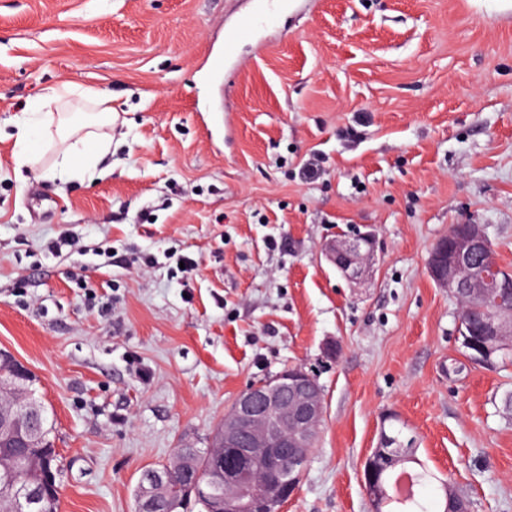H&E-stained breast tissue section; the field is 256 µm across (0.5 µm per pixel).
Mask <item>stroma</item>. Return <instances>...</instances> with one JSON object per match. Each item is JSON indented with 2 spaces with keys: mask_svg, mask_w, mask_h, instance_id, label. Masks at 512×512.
Segmentation results:
<instances>
[{
  "mask_svg": "<svg viewBox=\"0 0 512 512\" xmlns=\"http://www.w3.org/2000/svg\"><path fill=\"white\" fill-rule=\"evenodd\" d=\"M248 8L0 0V126L67 81L115 116L101 178L52 180L56 143L25 162L0 139V349L53 412L58 512H134L145 468L209 447L240 392L292 366L325 417L284 512H371L391 414L470 512H512V366L465 359L427 266L470 223L512 270V6L316 0L238 48L226 97L206 53ZM368 229L352 282L322 247Z\"/></svg>",
  "mask_w": 512,
  "mask_h": 512,
  "instance_id": "obj_1",
  "label": "stroma"
}]
</instances>
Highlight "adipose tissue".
<instances>
[{"instance_id":"adipose-tissue-1","label":"adipose tissue","mask_w":512,"mask_h":512,"mask_svg":"<svg viewBox=\"0 0 512 512\" xmlns=\"http://www.w3.org/2000/svg\"><path fill=\"white\" fill-rule=\"evenodd\" d=\"M77 94L95 104L96 111L93 116L56 118L48 112L41 116L27 112L16 117L14 121L17 129L15 145L23 157L38 156L43 149L48 129L56 128L61 145L54 155L49 173L52 178L63 183L98 175L100 161L112 148V136L109 132L112 108L109 97L90 89L81 90L64 82L53 90L50 99L52 102L62 103Z\"/></svg>"}]
</instances>
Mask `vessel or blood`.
Returning <instances> with one entry per match:
<instances>
[{
  "mask_svg": "<svg viewBox=\"0 0 512 512\" xmlns=\"http://www.w3.org/2000/svg\"><path fill=\"white\" fill-rule=\"evenodd\" d=\"M283 2L284 0H260L254 13L225 23L223 46L210 48L207 54L210 72L214 74L232 72L231 55L235 47L244 42H255L258 30L272 27Z\"/></svg>",
  "mask_w": 512,
  "mask_h": 512,
  "instance_id": "obj_1",
  "label": "vessel or blood"
}]
</instances>
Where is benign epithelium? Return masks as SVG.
Segmentation results:
<instances>
[{"label": "benign epithelium", "instance_id": "benign-epithelium-1", "mask_svg": "<svg viewBox=\"0 0 512 512\" xmlns=\"http://www.w3.org/2000/svg\"><path fill=\"white\" fill-rule=\"evenodd\" d=\"M376 233L372 230L356 237H338L322 248L325 260L349 280L358 279L374 260ZM428 269L434 282L448 289L458 303L483 302L496 296V304L475 324L458 322L457 342L465 358L483 368L498 366V353L512 348V271L506 269L480 224H455L448 237L431 250ZM30 417L37 406L19 392L0 385V407ZM325 416V401L316 376L304 368H292L242 391L224 412V421L213 437L211 448L218 467L208 476L196 479L186 490L212 507V489L224 485L221 507L213 512H280L297 491L295 474L304 470L315 446V438ZM21 440L28 449L0 460V486L21 496L25 509L40 507L43 482L30 480L36 468L31 449L35 447L33 428L21 433L14 420L0 416V435ZM241 458L260 453L269 469L256 475L244 466L224 465V449ZM389 467H404L411 458L404 456L394 440L380 433V441L366 458L363 483L366 490L375 484V462ZM172 474L157 472L140 485L141 500L149 504L169 488Z\"/></svg>", "mask_w": 512, "mask_h": 512}]
</instances>
